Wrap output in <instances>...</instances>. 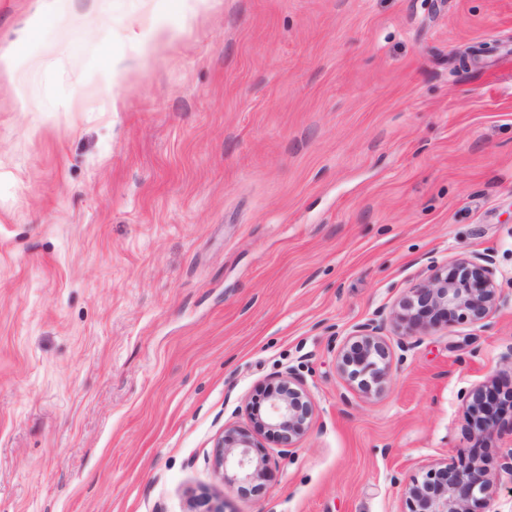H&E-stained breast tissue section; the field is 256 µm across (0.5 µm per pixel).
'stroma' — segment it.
<instances>
[{"mask_svg": "<svg viewBox=\"0 0 512 512\" xmlns=\"http://www.w3.org/2000/svg\"><path fill=\"white\" fill-rule=\"evenodd\" d=\"M39 5L0 0V53ZM156 16L173 38L139 59ZM25 52L0 72V512H405L468 457L512 512V410L489 438L466 398L512 389V0H72ZM482 254L491 317L401 337L407 289ZM376 317L367 394L338 355ZM290 373L309 427L257 435L240 496L216 445ZM120 60L112 54H103L99 71L90 80L94 82L101 91L105 92L114 83L116 77L121 73Z\"/></svg>", "mask_w": 512, "mask_h": 512, "instance_id": "35a3bbf8", "label": "stroma"}]
</instances>
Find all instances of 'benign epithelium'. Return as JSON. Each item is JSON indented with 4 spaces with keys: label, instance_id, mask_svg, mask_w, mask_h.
<instances>
[{
    "label": "benign epithelium",
    "instance_id": "benign-epithelium-1",
    "mask_svg": "<svg viewBox=\"0 0 512 512\" xmlns=\"http://www.w3.org/2000/svg\"><path fill=\"white\" fill-rule=\"evenodd\" d=\"M489 255L459 259L451 268H440L425 282L408 289L396 316L406 322L409 335L417 336L431 323L453 321L477 324L488 319L497 302V287ZM380 325L370 320L358 326L354 341L340 352V368L366 392L386 376L391 352ZM472 410L481 432L491 437L496 430V390L472 394ZM312 401L298 379L290 376L266 397L265 410H250L256 432L268 431L285 450L295 448L312 414ZM267 460L258 455L252 434L235 427L224 429L215 453V471L222 481L241 492L256 490ZM491 480L472 461L431 468L414 479L408 490V512H473L479 497L490 495Z\"/></svg>",
    "mask_w": 512,
    "mask_h": 512
}]
</instances>
